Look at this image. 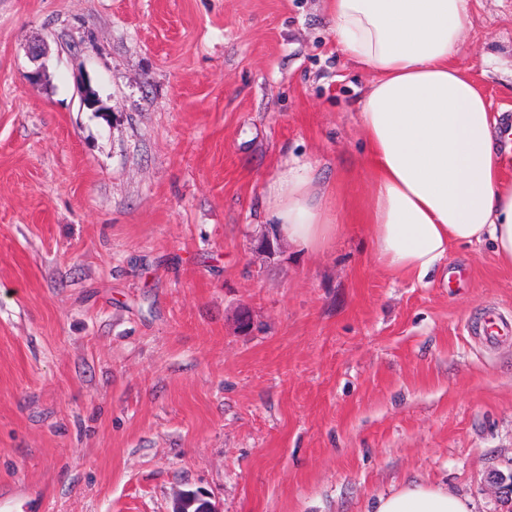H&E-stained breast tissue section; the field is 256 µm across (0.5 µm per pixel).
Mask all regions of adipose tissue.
Returning a JSON list of instances; mask_svg holds the SVG:
<instances>
[{
	"label": "adipose tissue",
	"instance_id": "obj_1",
	"mask_svg": "<svg viewBox=\"0 0 512 512\" xmlns=\"http://www.w3.org/2000/svg\"><path fill=\"white\" fill-rule=\"evenodd\" d=\"M470 0H328L338 50L373 74L360 112L370 172L363 224L379 263L423 281L454 247L490 243L512 265V181L495 141L499 113L455 64ZM269 219L303 249L329 247L337 215L310 168L281 169ZM374 512H473L447 489L407 482Z\"/></svg>",
	"mask_w": 512,
	"mask_h": 512
}]
</instances>
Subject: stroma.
Returning a JSON list of instances; mask_svg holds the SVG:
<instances>
[{"label": "stroma", "instance_id": "stroma-1", "mask_svg": "<svg viewBox=\"0 0 512 512\" xmlns=\"http://www.w3.org/2000/svg\"><path fill=\"white\" fill-rule=\"evenodd\" d=\"M471 12L456 64L512 115V0ZM371 80L326 0H0V512H371L408 480L505 512L512 338L474 327L512 269L376 261ZM285 163L338 203L323 251L262 245Z\"/></svg>", "mask_w": 512, "mask_h": 512}]
</instances>
